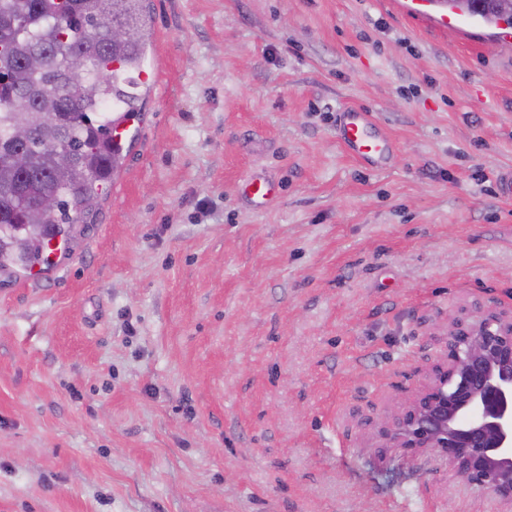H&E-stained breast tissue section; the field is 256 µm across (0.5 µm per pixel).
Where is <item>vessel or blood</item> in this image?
<instances>
[{"instance_id": "1", "label": "vessel or blood", "mask_w": 512, "mask_h": 512, "mask_svg": "<svg viewBox=\"0 0 512 512\" xmlns=\"http://www.w3.org/2000/svg\"><path fill=\"white\" fill-rule=\"evenodd\" d=\"M407 14L429 20L435 28L447 26L445 0H403ZM337 134L347 154L372 166L384 165L392 152L391 138L377 125L372 113L347 107L338 115Z\"/></svg>"}]
</instances>
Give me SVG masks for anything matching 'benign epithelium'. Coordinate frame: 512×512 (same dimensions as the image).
I'll use <instances>...</instances> for the list:
<instances>
[{
	"mask_svg": "<svg viewBox=\"0 0 512 512\" xmlns=\"http://www.w3.org/2000/svg\"><path fill=\"white\" fill-rule=\"evenodd\" d=\"M429 455L512 512V307L477 302L448 315L441 359L373 450Z\"/></svg>",
	"mask_w": 512,
	"mask_h": 512,
	"instance_id": "1",
	"label": "benign epithelium"
}]
</instances>
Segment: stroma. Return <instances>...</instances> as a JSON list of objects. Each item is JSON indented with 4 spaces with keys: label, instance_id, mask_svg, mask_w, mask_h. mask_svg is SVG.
I'll list each match as a JSON object with an SVG mask.
<instances>
[{
    "label": "stroma",
    "instance_id": "35a3bbf8",
    "mask_svg": "<svg viewBox=\"0 0 512 512\" xmlns=\"http://www.w3.org/2000/svg\"><path fill=\"white\" fill-rule=\"evenodd\" d=\"M147 2L106 196L0 272V512H498L370 445L449 310L512 306V38L397 0ZM348 106L385 167L341 148ZM403 9L407 14L424 17L435 28L448 27V10L458 13L454 9V0H447L448 5L443 0H402ZM337 134L347 154L372 166L384 165L390 157L391 138L376 124L371 112L346 107L339 112Z\"/></svg>",
    "mask_w": 512,
    "mask_h": 512
}]
</instances>
